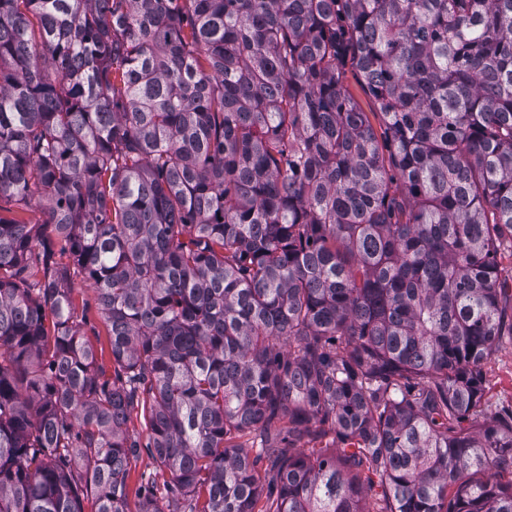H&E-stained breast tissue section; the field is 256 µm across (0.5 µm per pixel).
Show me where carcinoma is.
<instances>
[{"mask_svg": "<svg viewBox=\"0 0 512 512\" xmlns=\"http://www.w3.org/2000/svg\"><path fill=\"white\" fill-rule=\"evenodd\" d=\"M506 256L512 0H0V512H512ZM73 297L81 315L85 311L87 324L84 331L97 351V359L107 372H111V354L107 336L106 326L99 314L97 295L93 288H89L83 282L80 275L73 276ZM484 408L488 415L512 403V339L505 336L484 367ZM155 469V464L152 457L142 449L139 459L132 463V469L130 477L128 479V493L131 505L134 506L138 498L136 496V490L140 485V475L143 472L147 474Z\"/></svg>", "mask_w": 512, "mask_h": 512, "instance_id": "cac0c4a2", "label": "carcinoma"}]
</instances>
